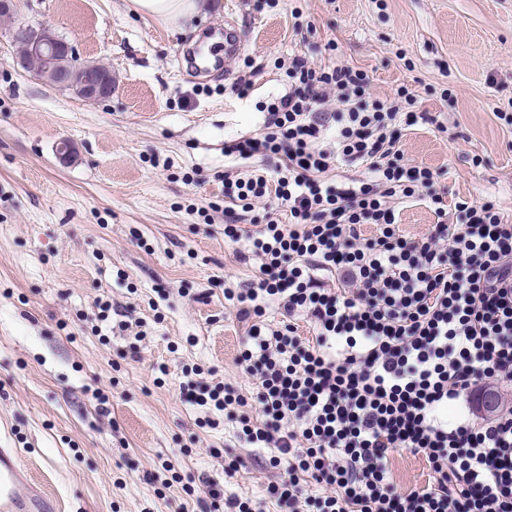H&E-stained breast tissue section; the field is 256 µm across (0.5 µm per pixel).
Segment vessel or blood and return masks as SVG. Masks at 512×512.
Returning a JSON list of instances; mask_svg holds the SVG:
<instances>
[{
    "instance_id": "obj_1",
    "label": "vessel or blood",
    "mask_w": 512,
    "mask_h": 512,
    "mask_svg": "<svg viewBox=\"0 0 512 512\" xmlns=\"http://www.w3.org/2000/svg\"><path fill=\"white\" fill-rule=\"evenodd\" d=\"M243 47L237 31L225 29L223 42L208 52V66L226 68ZM0 512H56L55 502L31 479L15 448H0Z\"/></svg>"
}]
</instances>
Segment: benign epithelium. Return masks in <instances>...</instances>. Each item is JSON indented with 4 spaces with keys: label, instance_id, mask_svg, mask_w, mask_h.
I'll return each instance as SVG.
<instances>
[{
    "label": "benign epithelium",
    "instance_id": "7a95c632",
    "mask_svg": "<svg viewBox=\"0 0 512 512\" xmlns=\"http://www.w3.org/2000/svg\"><path fill=\"white\" fill-rule=\"evenodd\" d=\"M10 39L16 47L32 46L41 53L46 82L69 88L86 100H104L112 96V81L100 71V64L80 58L76 48L52 28L17 16Z\"/></svg>",
    "mask_w": 512,
    "mask_h": 512
}]
</instances>
